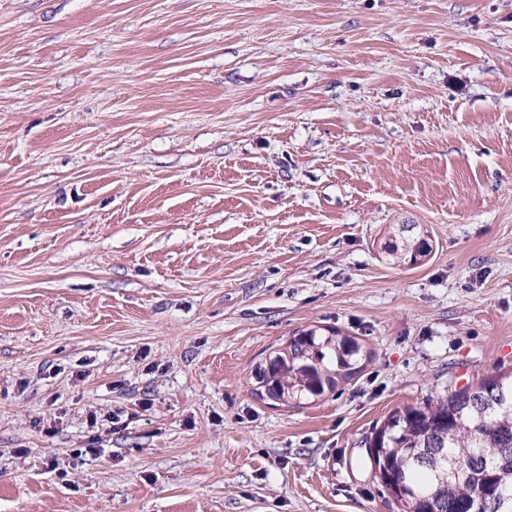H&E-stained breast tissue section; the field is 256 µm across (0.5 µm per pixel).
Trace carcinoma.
I'll return each mask as SVG.
<instances>
[{"mask_svg": "<svg viewBox=\"0 0 512 512\" xmlns=\"http://www.w3.org/2000/svg\"><path fill=\"white\" fill-rule=\"evenodd\" d=\"M386 231L384 258L397 267L423 247L418 234ZM361 343L333 328H312L291 337L271 357L268 385L258 395L279 405L315 399L347 383L364 369ZM375 447L398 486L402 512H512V401L489 404L484 381L448 391L424 405L397 408L379 424ZM441 445L430 459L431 442Z\"/></svg>", "mask_w": 512, "mask_h": 512, "instance_id": "carcinoma-1", "label": "carcinoma"}]
</instances>
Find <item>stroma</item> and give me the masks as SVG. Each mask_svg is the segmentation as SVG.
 I'll return each mask as SVG.
<instances>
[{
	"label": "stroma",
	"instance_id": "35a3bbf8",
	"mask_svg": "<svg viewBox=\"0 0 512 512\" xmlns=\"http://www.w3.org/2000/svg\"><path fill=\"white\" fill-rule=\"evenodd\" d=\"M497 373L512 0H0V512H398L373 426ZM388 240L393 241L385 249L384 258L388 261L389 265L394 267L404 266L409 262L413 253H419L423 247V241H421V235H413L410 237H396L391 235ZM368 353L361 343L333 328H312L292 336L287 344L269 357L271 380L258 385L259 397L279 405L301 402L332 392L364 369Z\"/></svg>",
	"mask_w": 512,
	"mask_h": 512
}]
</instances>
